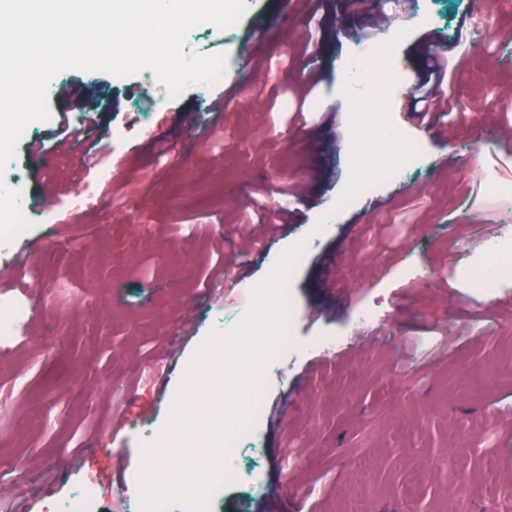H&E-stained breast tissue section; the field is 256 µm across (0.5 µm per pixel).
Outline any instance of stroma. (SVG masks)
I'll list each match as a JSON object with an SVG mask.
<instances>
[{
    "mask_svg": "<svg viewBox=\"0 0 512 512\" xmlns=\"http://www.w3.org/2000/svg\"><path fill=\"white\" fill-rule=\"evenodd\" d=\"M242 4L231 38L212 21L188 31L247 82L221 120L204 112L195 84L150 98L152 69L69 68L50 79L49 109L61 108L56 84L75 82L101 113L96 132L60 153L51 125L31 120L42 159L21 139L0 166L31 206L43 184L56 186L42 219L0 250V268L26 254L33 272L13 287L31 320L0 344V501L48 512L91 484L96 512H128L123 489L145 470L150 439L173 428L175 395L216 319L246 320L255 288L302 245L288 282L294 346L262 370L258 449L236 451L264 491L226 485L217 512H491L512 487V287L485 306L449 271L502 228L485 205V176L512 179L495 147L496 128H512V0H427L451 35L467 13L484 17L471 46L448 55V91L469 105L423 128L404 100L386 102L429 162L348 205L357 138L343 129L327 151L328 126L356 106L346 57L380 31L346 0H323L310 20L295 0ZM392 23L409 32L395 63L417 84L429 29L408 7ZM161 133L177 158L150 147ZM477 144L478 171L468 161ZM92 183L98 200L74 208ZM259 204L287 208L289 222L262 249L239 250L236 228ZM238 253L236 285L207 290L215 264ZM365 307L376 318L363 325ZM337 331L345 341L334 353L322 341Z\"/></svg>",
    "mask_w": 512,
    "mask_h": 512,
    "instance_id": "35a3bbf8",
    "label": "stroma"
}]
</instances>
